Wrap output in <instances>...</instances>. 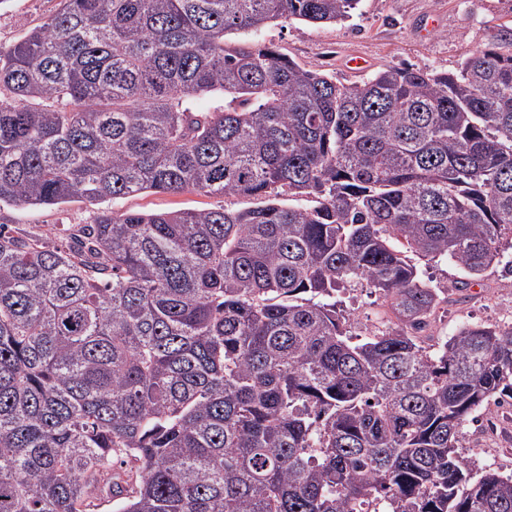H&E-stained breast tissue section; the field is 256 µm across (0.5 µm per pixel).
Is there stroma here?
<instances>
[{
    "mask_svg": "<svg viewBox=\"0 0 512 512\" xmlns=\"http://www.w3.org/2000/svg\"><path fill=\"white\" fill-rule=\"evenodd\" d=\"M61 6L60 0H0V50H8ZM512 24V0H360L344 23L316 26L299 20H279L265 26V43L289 55L306 69L326 74L342 84H359L376 71L408 64L423 70L457 72L461 63L485 48L497 29ZM252 199L185 192H142L112 201L121 211L161 212L179 209L252 207ZM96 207L75 200L56 206H5L0 224L14 235L46 237L58 248L86 224ZM421 277L444 297L419 333L426 347H438L462 324H512V274L502 266L490 268L468 286L462 273L447 260H419ZM338 308L346 310L349 335L362 340L383 328L387 303L378 293L351 283L337 293ZM497 415L493 425L466 422L458 453L476 467L512 473V406L490 403Z\"/></svg>",
    "mask_w": 512,
    "mask_h": 512,
    "instance_id": "1",
    "label": "stroma"
}]
</instances>
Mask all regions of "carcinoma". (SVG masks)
<instances>
[{"instance_id":"1","label":"carcinoma","mask_w":512,"mask_h":512,"mask_svg":"<svg viewBox=\"0 0 512 512\" xmlns=\"http://www.w3.org/2000/svg\"><path fill=\"white\" fill-rule=\"evenodd\" d=\"M358 2L61 0L0 54V207L100 206L66 250L0 224V512H512L456 452L512 326L426 350L412 262L512 250V27L351 85L227 45ZM145 191L256 205L105 207ZM353 282L395 318L362 342L322 301Z\"/></svg>"}]
</instances>
